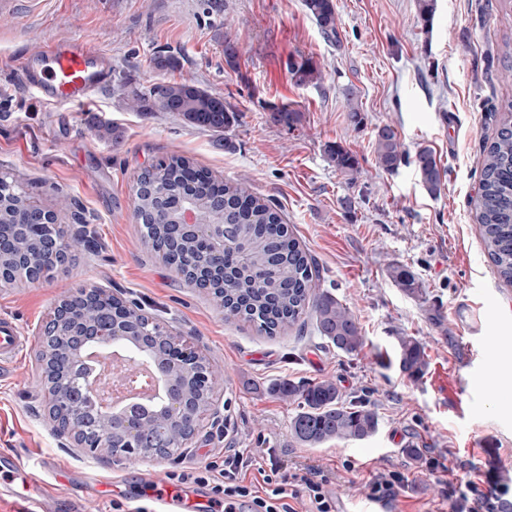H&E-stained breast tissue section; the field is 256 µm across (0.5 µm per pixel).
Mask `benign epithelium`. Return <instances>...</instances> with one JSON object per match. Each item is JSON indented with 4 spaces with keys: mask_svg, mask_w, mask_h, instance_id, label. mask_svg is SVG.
I'll return each instance as SVG.
<instances>
[{
    "mask_svg": "<svg viewBox=\"0 0 512 512\" xmlns=\"http://www.w3.org/2000/svg\"><path fill=\"white\" fill-rule=\"evenodd\" d=\"M54 224L52 214L42 207L26 203L15 224H0V284L24 279L36 283L31 272L32 259L20 245L19 233L33 231L43 239L38 256L42 274L64 264L74 252L73 237L50 232ZM193 232L203 239L215 258V265L224 267V225L205 228L197 224L195 214L187 209L178 224L170 225L164 250L177 253L185 234ZM128 305L111 292L90 286L75 295L64 296L55 303L49 320L40 329L41 349L38 361L45 377V398L48 412L56 431L69 436L76 446L89 448L97 454L120 458L141 453L142 446L150 439L144 428L143 418L114 414L121 423L117 433L103 423L89 432L84 411L78 401L81 391L72 369L82 355L92 347L110 343L126 344L135 337L142 350L159 355L167 353L182 368L195 390L213 392L211 370L206 359L187 340L166 329L163 323L151 317L138 321L126 314ZM165 407L171 419L186 432V440L178 448L164 449L165 456H178L201 428L203 407L212 404V398L201 404L193 399L181 379L163 375Z\"/></svg>",
    "mask_w": 512,
    "mask_h": 512,
    "instance_id": "obj_1",
    "label": "benign epithelium"
}]
</instances>
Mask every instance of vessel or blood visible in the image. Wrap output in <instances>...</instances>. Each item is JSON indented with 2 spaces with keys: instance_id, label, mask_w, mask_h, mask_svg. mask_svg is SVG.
<instances>
[{
  "instance_id": "vessel-or-blood-1",
  "label": "vessel or blood",
  "mask_w": 512,
  "mask_h": 512,
  "mask_svg": "<svg viewBox=\"0 0 512 512\" xmlns=\"http://www.w3.org/2000/svg\"><path fill=\"white\" fill-rule=\"evenodd\" d=\"M111 60L102 51L80 39L51 42L24 63V72L45 100L58 107L89 103L94 92L110 78ZM24 338L18 327L7 320L0 321V365L14 363ZM42 478H35V470ZM0 471L8 474L11 488L1 490L0 499L18 497L35 508V512H55L58 501L65 495L69 471L58 460L33 458L31 464L0 458ZM148 496L158 506L157 512H192L194 504L185 488L150 484Z\"/></svg>"
}]
</instances>
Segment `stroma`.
Here are the masks:
<instances>
[{
    "label": "stroma",
    "mask_w": 512,
    "mask_h": 512,
    "mask_svg": "<svg viewBox=\"0 0 512 512\" xmlns=\"http://www.w3.org/2000/svg\"><path fill=\"white\" fill-rule=\"evenodd\" d=\"M338 36L326 39L303 0H12L0 13V175L22 171L32 201L73 202L57 225L86 224L92 247L38 284L0 287V319L28 341L0 378V455L37 452L62 459L94 481L124 482L140 496L143 477L165 482L183 462L230 448L274 457L289 472L315 469L341 501L367 494L395 474L397 512H457L460 495H490L512 512V390L478 385L491 370L512 374V286L497 276L474 219L479 158L494 137L500 107L512 99L501 56L512 44V0H335ZM80 39L108 53L112 81L94 101L59 109L43 103L23 62L46 43ZM242 48L224 62L225 39ZM177 56L174 71L153 68L156 51ZM320 68L318 83L296 82L292 59ZM191 81L224 96L237 122L224 139L170 112H132L125 92L157 82ZM287 104L293 128L267 108ZM391 125L408 159L387 171L376 161L379 127ZM342 144L356 171L328 155ZM430 149L442 173L430 193L412 161ZM177 154L220 179H247L256 197L280 210L321 270V286L356 314L365 338L355 355L312 331L259 334L204 290L178 275L141 241L133 185L140 172ZM408 269L421 291L393 278ZM111 289L127 304L191 337L222 374L213 406L182 457L108 461L72 447L45 407L38 332L55 302L78 289ZM476 311L468 333L457 317ZM427 353L416 378L390 358L400 337ZM332 380L378 419L362 441L308 447L295 441V407L269 385Z\"/></svg>",
    "instance_id": "35a3bbf8"
}]
</instances>
